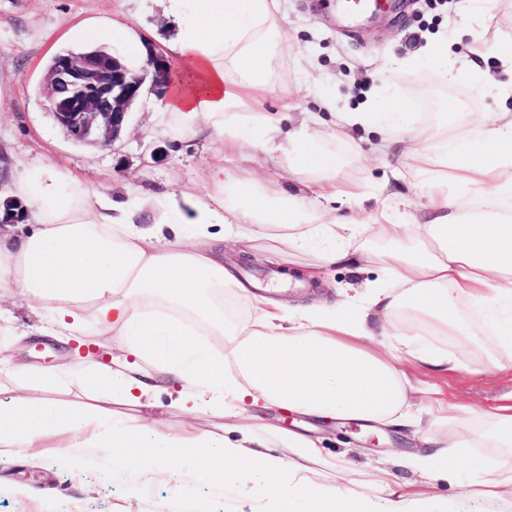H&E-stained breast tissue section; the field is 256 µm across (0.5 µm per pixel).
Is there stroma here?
<instances>
[{
  "mask_svg": "<svg viewBox=\"0 0 512 512\" xmlns=\"http://www.w3.org/2000/svg\"><path fill=\"white\" fill-rule=\"evenodd\" d=\"M320 2L282 3L289 51L275 67L277 85L266 103L270 109L286 112L284 129L297 127L310 115L315 116L317 127L332 125L336 112L353 111L368 98L389 93L412 102L438 94L441 111L416 117L424 127L447 121L445 105L468 97L475 100L468 108L472 120L480 123L488 118L489 102L478 94L473 81H448L418 58L429 39L439 33L452 37L456 54H467L471 38L460 30L472 17L471 0H397L376 20L327 13ZM88 19L105 24L120 20L157 48L172 34L170 22L160 11H145L138 0H0V187L18 180L15 161L19 158L32 167L53 159L86 182L111 188L116 196L130 188L159 194L199 182L203 169L215 158L216 144L151 129L153 94L138 102L124 133L107 148L74 143L47 112L41 94L47 66L59 51L86 48V41L75 37L71 29ZM476 28L485 44L479 67L500 74L502 56L512 52V45L500 38L501 33H512V0H497L492 14ZM302 69L311 72L314 87L297 89ZM322 96L335 99L336 112L320 108ZM352 135L351 144L331 146L343 158L337 186L365 182L382 190L384 199L410 198L413 220L423 221L425 190L399 177L411 162L409 142L398 131L384 133L375 126L355 127ZM159 148L166 151L161 160L155 155ZM224 169L233 178L249 175L262 185L276 182L287 191L294 187L286 162L276 155L260 153L251 161L228 158ZM323 246V241L317 240L292 249L275 236H261L253 241L252 257L246 260L237 246L228 242L224 265L249 287L267 282L274 272L304 274L302 286L277 296L289 309L335 301L344 291L367 283L390 287V280L370 262L357 272L343 266H322ZM0 307L11 313V335L0 344V359L10 364L0 372L2 391L17 385L12 367L55 370L67 373L68 379L52 390V397L80 407L92 400L83 380L85 372H108L133 362L157 385L151 401L166 431L178 433L190 425L234 441L240 426L254 425L262 430L260 440L267 453L287 459L292 452L285 435L301 434L318 440L322 456L340 467L341 482L351 495L369 496L365 483L380 467L389 471L393 481L407 486L406 512H512V496L479 495L468 482H449L445 475H432L427 467L402 466L403 458L423 452L414 430L320 419L276 406L252 407L238 402L220 412L189 413L173 405L165 376L154 362L135 358L113 343L92 317H85L76 336L63 343L37 333L44 316L34 304L7 296L0 299ZM429 341L457 351L462 370L438 374L407 361L399 368L415 389L416 400L431 412H438L441 402L448 400L473 406L474 415L457 426L461 436H469L485 425L480 409L512 394V376L487 367L492 356L512 363V349H498L489 355L480 350H457L450 336L433 335ZM277 508L276 499H256L247 486L215 487L190 456L142 472L103 458L97 448H58L53 438L22 455H0V512H276Z\"/></svg>",
  "mask_w": 512,
  "mask_h": 512,
  "instance_id": "35a3bbf8",
  "label": "stroma"
}]
</instances>
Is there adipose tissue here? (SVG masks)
Masks as SVG:
<instances>
[{"label":"adipose tissue","mask_w":512,"mask_h":512,"mask_svg":"<svg viewBox=\"0 0 512 512\" xmlns=\"http://www.w3.org/2000/svg\"><path fill=\"white\" fill-rule=\"evenodd\" d=\"M141 2L160 6L163 17L177 23L168 50L187 76L155 101L157 123H174L178 131L221 145V159L202 174L207 191L186 187L154 196L148 205L157 218L148 225L140 221L147 204L139 196L113 198L47 164L43 175L10 188L28 200L34 225L19 236L0 231V293L34 300L60 336L92 315L132 354L160 358L170 381L181 384L182 402L196 411L223 410L232 396L316 418L419 426V411L408 400L396 361L437 372L459 368L457 358L432 347L424 332L457 337L470 349L512 346V109L476 124L450 106V121L431 128L429 149L411 152L409 177L428 190L426 222L404 223L398 206L382 204L374 222L388 247L372 255L350 245L360 227L354 205L368 196V188H337L341 160L321 147L339 138V131L303 124L286 133L265 107L273 66L288 53L278 0ZM483 55L478 40L467 56L451 55L444 43L424 50L451 79L479 75L476 60ZM374 118L420 136L410 104L395 95L345 113L344 122L364 126ZM256 149L290 159L295 191L262 189L248 177L227 187L224 157ZM452 179L467 187L466 195L448 194ZM172 224L191 225V235H166L165 226ZM273 227L290 247L323 235L334 238L335 246L322 254L323 265L355 268L370 257L390 287L375 286L337 304L300 307L288 318L280 304L257 295L255 323L242 329L228 325L213 293L237 280L215 245L229 240L244 248ZM466 300L474 311L467 318L460 313ZM378 332L388 338L381 352L370 344ZM214 336L232 342L217 353L210 345ZM228 361L237 378L225 376ZM19 378L20 393L0 398L1 448L18 453L50 433L81 435L87 447L132 467L157 466L160 448H198L215 485L243 482L258 470L264 479L253 484L254 497H310L330 504L333 512H369L367 498H354L340 486L315 485L287 459L255 452L252 427H242L239 444L232 446L216 433L173 434L135 418L77 412L49 401L42 388L50 377L43 372L23 371ZM471 412L451 402L434 419V433L422 439L432 450L430 459L448 479L466 480L472 449H498L481 484L492 494H511L512 395L483 411L486 428L464 439L451 425Z\"/></svg>","instance_id":"obj_1"}]
</instances>
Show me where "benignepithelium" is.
Listing matches in <instances>:
<instances>
[{
    "instance_id": "7a95c632",
    "label": "benign epithelium",
    "mask_w": 512,
    "mask_h": 512,
    "mask_svg": "<svg viewBox=\"0 0 512 512\" xmlns=\"http://www.w3.org/2000/svg\"><path fill=\"white\" fill-rule=\"evenodd\" d=\"M171 75V62L159 52L133 68L102 48L67 51L47 67L42 92L49 112L74 142L108 147L120 137L137 101L147 92L163 93ZM26 212L17 198L0 200V225L21 223Z\"/></svg>"
}]
</instances>
